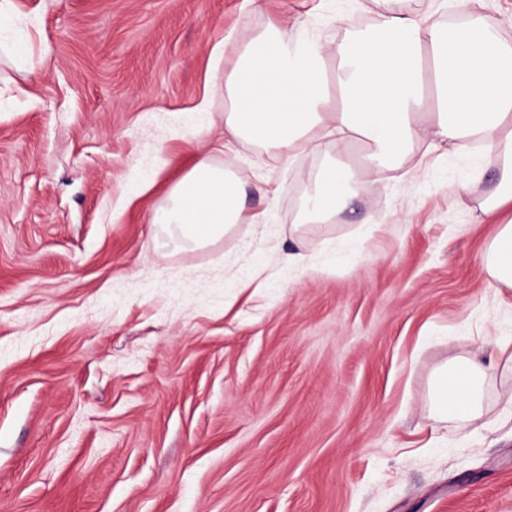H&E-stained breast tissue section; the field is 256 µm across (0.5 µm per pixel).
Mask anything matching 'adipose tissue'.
<instances>
[{
	"instance_id": "ef3b65f1",
	"label": "adipose tissue",
	"mask_w": 512,
	"mask_h": 512,
	"mask_svg": "<svg viewBox=\"0 0 512 512\" xmlns=\"http://www.w3.org/2000/svg\"><path fill=\"white\" fill-rule=\"evenodd\" d=\"M337 76L328 79V57ZM221 113L224 148L249 142L284 160L331 146L338 161L302 203L300 221L326 224L357 194L348 162L363 142L373 173L394 168L418 143L467 150L480 143L498 171L484 202L487 216L512 206V44L495 18L454 27L427 23L407 9L382 15L376 28L337 47L290 39L272 27L232 52ZM153 221L183 248L193 249L247 223L236 172L200 158L172 190ZM498 288H512V220L499 225L487 255ZM487 369L479 356L438 367L428 407L438 420L462 422L484 412Z\"/></svg>"
}]
</instances>
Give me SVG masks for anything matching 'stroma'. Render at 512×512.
I'll return each mask as SVG.
<instances>
[{"mask_svg": "<svg viewBox=\"0 0 512 512\" xmlns=\"http://www.w3.org/2000/svg\"><path fill=\"white\" fill-rule=\"evenodd\" d=\"M28 69L0 61V512H512V293L476 150L415 147L299 224L324 153L215 152L226 54L270 25L335 46L382 0H14ZM444 26L512 0H410ZM231 167L255 236L192 250L152 222L198 158ZM306 256L285 267L280 252ZM262 266L238 291L225 266ZM489 368L487 413L430 418L450 358ZM487 270L495 281L496 295L502 288H512V219L498 224V232L493 239L487 255Z\"/></svg>", "mask_w": 512, "mask_h": 512, "instance_id": "1", "label": "stroma"}]
</instances>
